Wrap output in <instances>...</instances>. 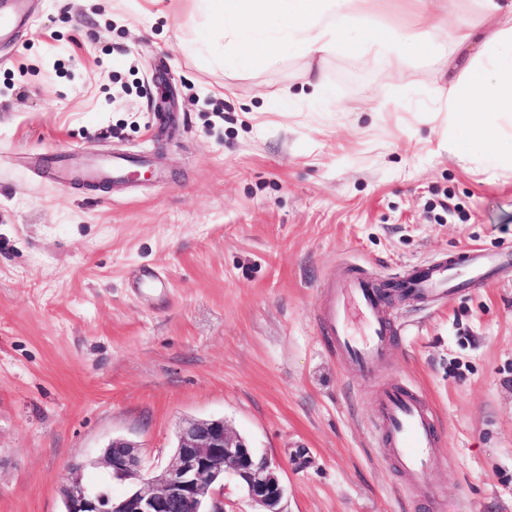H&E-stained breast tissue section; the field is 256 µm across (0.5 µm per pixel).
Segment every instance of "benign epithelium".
Instances as JSON below:
<instances>
[{
    "instance_id": "7a95c632",
    "label": "benign epithelium",
    "mask_w": 512,
    "mask_h": 512,
    "mask_svg": "<svg viewBox=\"0 0 512 512\" xmlns=\"http://www.w3.org/2000/svg\"><path fill=\"white\" fill-rule=\"evenodd\" d=\"M105 470L130 481L121 497L87 486L72 472L63 488L64 512H224V479L230 474L258 512H283L286 494L277 465L257 454L224 419H188L178 428L170 462L146 466L139 445L114 438L104 450Z\"/></svg>"
}]
</instances>
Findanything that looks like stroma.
<instances>
[{"label": "stroma", "instance_id": "obj_1", "mask_svg": "<svg viewBox=\"0 0 512 512\" xmlns=\"http://www.w3.org/2000/svg\"><path fill=\"white\" fill-rule=\"evenodd\" d=\"M32 4L0 45V512H60L69 466L96 484L115 437L165 467L190 417L280 464L284 512H512V266L383 306L395 342L367 375L317 328L328 282L512 247V169L424 101L467 49L230 70L197 0ZM422 8L488 26L478 0H379L372 24ZM62 150L142 153L167 181L64 188L39 164ZM393 384L444 433L421 478L378 446Z\"/></svg>", "mask_w": 512, "mask_h": 512}]
</instances>
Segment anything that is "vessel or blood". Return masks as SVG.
I'll use <instances>...</instances> for the list:
<instances>
[{
    "instance_id": "b4317fda",
    "label": "vessel or blood",
    "mask_w": 512,
    "mask_h": 512,
    "mask_svg": "<svg viewBox=\"0 0 512 512\" xmlns=\"http://www.w3.org/2000/svg\"><path fill=\"white\" fill-rule=\"evenodd\" d=\"M24 0H0V41H12L22 25ZM60 184H67L73 175L91 183H119L132 173L145 169L144 155L112 154L75 167L73 154L47 156ZM405 287L413 294L452 296L462 282L453 261L414 267L404 279ZM382 301L374 283L367 277H352L346 288L330 294L319 326L320 335L337 340L346 359L360 372L367 373L384 356L390 343V330L381 319ZM358 311L362 334L350 327L351 311ZM377 415L387 431L389 455L399 467L413 477L423 476L436 459L443 432L432 418L425 402L414 392L394 386L387 389L377 402Z\"/></svg>"
}]
</instances>
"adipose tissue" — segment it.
Returning a JSON list of instances; mask_svg holds the SVG:
<instances>
[{
  "mask_svg": "<svg viewBox=\"0 0 512 512\" xmlns=\"http://www.w3.org/2000/svg\"><path fill=\"white\" fill-rule=\"evenodd\" d=\"M377 0H199L206 10L220 11L219 28L226 50L224 65L240 69L254 58L273 61L285 49L322 54L348 47L358 19L373 11ZM495 27L480 39L467 70L464 88L450 91L443 104L449 122L467 120L479 152L497 164L512 165V149L497 145L502 117H512V0H479ZM422 45L419 34L371 31L359 43L363 53L400 62Z\"/></svg>",
  "mask_w": 512,
  "mask_h": 512,
  "instance_id": "ef3b65f1",
  "label": "adipose tissue"
}]
</instances>
